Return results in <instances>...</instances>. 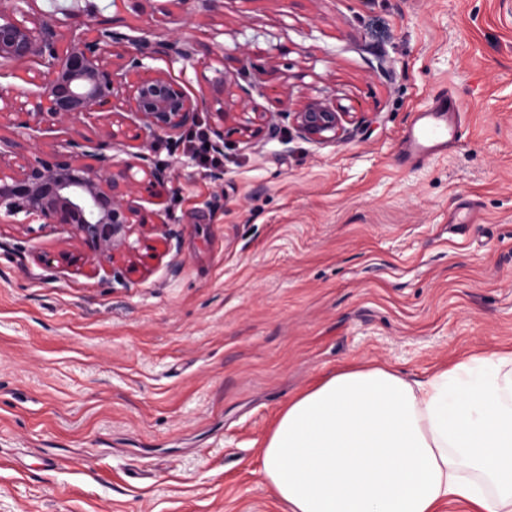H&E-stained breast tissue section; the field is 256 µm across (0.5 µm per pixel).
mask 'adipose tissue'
Here are the masks:
<instances>
[{"mask_svg":"<svg viewBox=\"0 0 512 512\" xmlns=\"http://www.w3.org/2000/svg\"><path fill=\"white\" fill-rule=\"evenodd\" d=\"M261 475L288 512H512V345L420 381L337 372L280 413Z\"/></svg>","mask_w":512,"mask_h":512,"instance_id":"1","label":"adipose tissue"}]
</instances>
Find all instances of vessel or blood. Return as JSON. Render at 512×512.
<instances>
[{
  "label": "vessel or blood",
  "instance_id": "vessel-or-blood-1",
  "mask_svg": "<svg viewBox=\"0 0 512 512\" xmlns=\"http://www.w3.org/2000/svg\"><path fill=\"white\" fill-rule=\"evenodd\" d=\"M462 112L463 106L454 93L437 90L430 104L415 112L405 129L398 152L400 161L418 163L460 145L468 136Z\"/></svg>",
  "mask_w": 512,
  "mask_h": 512
}]
</instances>
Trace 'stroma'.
I'll list each match as a JSON object with an SVG mask.
<instances>
[{
  "label": "stroma",
  "instance_id": "35a3bbf8",
  "mask_svg": "<svg viewBox=\"0 0 512 512\" xmlns=\"http://www.w3.org/2000/svg\"><path fill=\"white\" fill-rule=\"evenodd\" d=\"M97 6L167 35L154 0ZM168 8L193 57L152 68L273 119L225 131L216 167L148 137L158 179L134 194L151 212L159 192L170 219L123 284L59 262L81 250L63 226L0 223V512H286L260 450L296 394L351 363L420 380L512 344V0ZM443 87L468 138L400 164ZM311 99L360 121L301 139L282 114Z\"/></svg>",
  "mask_w": 512,
  "mask_h": 512
}]
</instances>
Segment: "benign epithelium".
<instances>
[{"mask_svg": "<svg viewBox=\"0 0 512 512\" xmlns=\"http://www.w3.org/2000/svg\"><path fill=\"white\" fill-rule=\"evenodd\" d=\"M34 2L0 0V69L28 62L41 66L28 88L0 85V120L19 137L52 140L59 151L53 162L36 151L21 155L16 140L0 136V211L69 226L86 248V259L99 265L137 257L143 248L152 251L131 168L104 155L105 144L69 136L63 122L107 119L114 127L111 139L138 149L144 133H182L197 122L206 101L191 97L171 75L148 71L149 61L158 57L191 59L190 44L115 31L111 22L96 20V0H82L78 12L52 19L37 12ZM214 116L211 148L217 152L224 148L227 120L235 121L246 140L271 121L264 112H228L223 105ZM282 116L301 138L317 143L343 139L353 121L351 113L321 100Z\"/></svg>", "mask_w": 512, "mask_h": 512, "instance_id": "benign-epithelium-1", "label": "benign epithelium"}]
</instances>
